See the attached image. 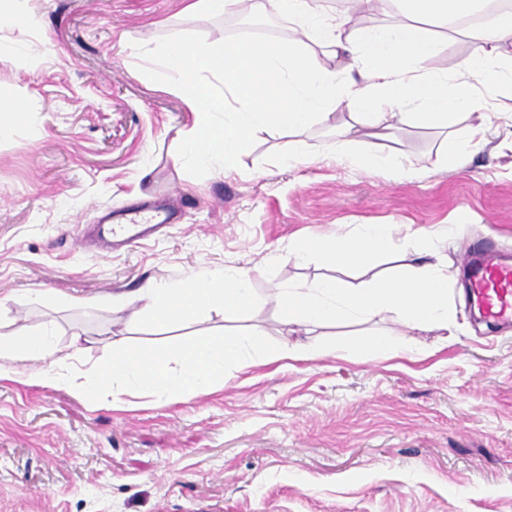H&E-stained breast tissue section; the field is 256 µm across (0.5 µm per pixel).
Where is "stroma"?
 <instances>
[{
	"instance_id": "35a3bbf8",
	"label": "stroma",
	"mask_w": 512,
	"mask_h": 512,
	"mask_svg": "<svg viewBox=\"0 0 512 512\" xmlns=\"http://www.w3.org/2000/svg\"><path fill=\"white\" fill-rule=\"evenodd\" d=\"M183 0H26L23 23L0 28V109L23 116L0 138V330L52 324L62 353L111 356L113 338L167 350L245 327L259 350L224 369L221 386L168 403L159 394L108 405L87 395L0 380V512H512V321L478 313L464 242L492 239L512 262V120L469 165L443 163L454 132L398 123L370 139L345 111L301 133L317 159L291 168L276 133L250 138L232 171L180 161L191 123L183 102L131 45L172 31L216 45L295 39L293 22L255 12L228 21L187 14ZM408 155L413 172L346 168L335 128ZM162 200L177 215L134 244L110 247L103 217ZM362 224L416 233L457 276L447 335L407 334L384 315L315 329L325 355L264 364L281 341L276 289L335 266L297 265L290 248ZM457 225L460 239L439 232ZM255 270L257 307L201 309L191 324L140 319L110 305L155 282L180 286L222 267ZM95 297L93 308L81 299ZM420 356L380 357V330ZM348 346L346 357L334 348Z\"/></svg>"
}]
</instances>
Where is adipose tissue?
Returning <instances> with one entry per match:
<instances>
[{"label":"adipose tissue","instance_id":"ef3b65f1","mask_svg":"<svg viewBox=\"0 0 512 512\" xmlns=\"http://www.w3.org/2000/svg\"><path fill=\"white\" fill-rule=\"evenodd\" d=\"M294 19L302 39L289 42L226 44L220 47L172 33L161 47L135 45L134 54L163 70V89L182 100L194 115L181 135L184 158L199 167L231 168L236 153L258 131L284 135L282 156L289 164L306 155L293 133L328 120L336 109L356 115L362 124L387 130L396 113L406 121L453 129L471 112L480 121L468 137L454 141L450 158L464 166L476 142L491 128L495 115L485 111L467 86L471 79L488 80L512 101V54L504 44L512 37V13L506 12L475 34L469 56L451 73L432 64L441 53L439 41L426 24L447 27L449 19L482 9V0H357L377 10L397 2L402 18L388 29L355 30L356 17L326 13L320 0H185L184 11L233 13L247 2ZM344 58L329 67L326 58ZM223 113V126L214 123ZM410 238H398L391 224H365L354 234L318 241L316 249L336 267L366 265L383 251L400 249L409 261L380 278L353 284L340 278H318L278 290L275 299L287 310L283 342L270 362L285 358L310 360L323 346L309 340L312 327L345 321L361 324L390 314L412 331L447 332L455 307L448 283L455 277L447 261H421L411 254ZM253 275L246 268L214 270L202 284L180 288L156 284L132 296L141 314L161 322H188L200 307L235 313L253 307ZM299 342H290V335ZM53 325L14 337L0 333V379L26 385L50 384L82 395L87 373H94L104 399L112 403L142 390H162L177 401L188 392L220 384L224 365L243 347L256 345L251 334L200 336L181 343L175 355L120 345L116 354L94 362L90 370L75 366L46 367L56 348ZM179 360L181 373L172 378L170 363Z\"/></svg>","mask_w":512,"mask_h":512}]
</instances>
